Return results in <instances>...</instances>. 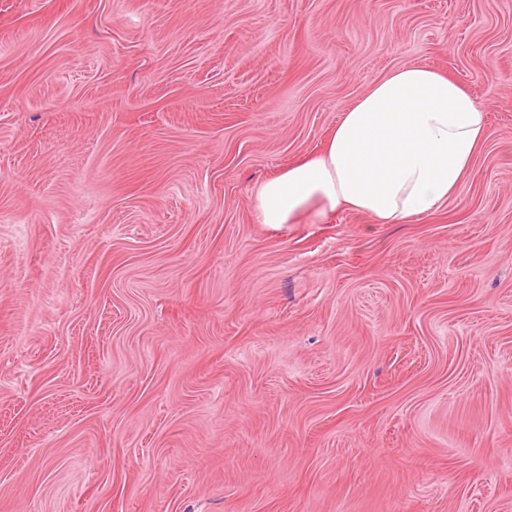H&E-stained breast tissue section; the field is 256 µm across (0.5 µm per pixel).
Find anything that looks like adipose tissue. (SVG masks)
Instances as JSON below:
<instances>
[{
	"instance_id": "adipose-tissue-1",
	"label": "adipose tissue",
	"mask_w": 512,
	"mask_h": 512,
	"mask_svg": "<svg viewBox=\"0 0 512 512\" xmlns=\"http://www.w3.org/2000/svg\"><path fill=\"white\" fill-rule=\"evenodd\" d=\"M488 139L486 110L458 81L403 66L342 113L321 151L266 180L256 209L264 224L339 209L408 224L462 192Z\"/></svg>"
}]
</instances>
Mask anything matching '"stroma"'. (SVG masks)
<instances>
[{"instance_id":"stroma-1","label":"stroma","mask_w":512,"mask_h":512,"mask_svg":"<svg viewBox=\"0 0 512 512\" xmlns=\"http://www.w3.org/2000/svg\"><path fill=\"white\" fill-rule=\"evenodd\" d=\"M412 64L461 195L260 223ZM0 512H512V0H0Z\"/></svg>"}]
</instances>
